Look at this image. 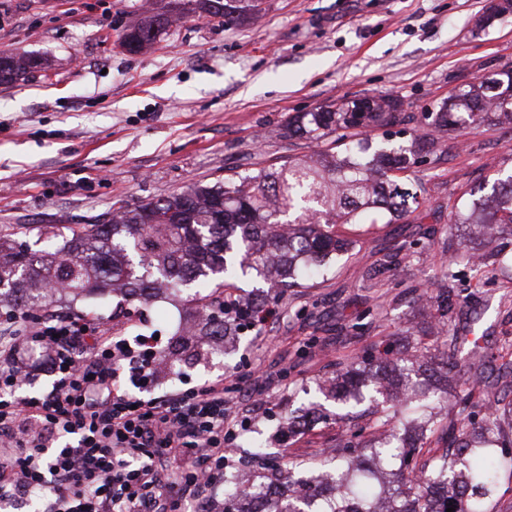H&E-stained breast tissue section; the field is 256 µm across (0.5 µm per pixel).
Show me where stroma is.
I'll list each match as a JSON object with an SVG mask.
<instances>
[{
  "label": "stroma",
  "mask_w": 512,
  "mask_h": 512,
  "mask_svg": "<svg viewBox=\"0 0 512 512\" xmlns=\"http://www.w3.org/2000/svg\"><path fill=\"white\" fill-rule=\"evenodd\" d=\"M169 0H10L0 11V53L41 60L27 81L0 85V229L24 226L27 242L86 223L114 203H146L194 184L311 153L285 134L300 112L374 94L402 103L405 136L457 88L512 64V16L479 28L487 0H262L257 17L227 25L192 12L167 27L149 51L121 50L119 37ZM426 187L422 219L379 224L358 254L326 277L289 291L280 317L238 336L229 355L182 363L183 381L237 371L231 393L239 419L274 436L284 405L342 359L363 355L397 329L432 318L417 289L454 288L458 300L436 360L454 353V381L474 374L500 385L512 372V280L480 275L458 257L448 230L452 206L470 188L512 171V125L459 133L449 155L416 168ZM418 255L377 280L370 266L403 242ZM99 302L108 327L137 325L170 348L178 303ZM361 321L353 336L346 328ZM338 424H319L282 446L298 461L335 448Z\"/></svg>",
  "instance_id": "obj_1"
}]
</instances>
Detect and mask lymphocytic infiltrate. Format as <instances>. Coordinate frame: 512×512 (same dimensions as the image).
<instances>
[{"mask_svg": "<svg viewBox=\"0 0 512 512\" xmlns=\"http://www.w3.org/2000/svg\"><path fill=\"white\" fill-rule=\"evenodd\" d=\"M148 337L86 316L9 313L0 329V501L38 512H209L236 439L227 376L153 395ZM51 389L23 393L38 366Z\"/></svg>", "mask_w": 512, "mask_h": 512, "instance_id": "f902f5d3", "label": "lymphocytic infiltrate"}]
</instances>
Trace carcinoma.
Instances as JSON below:
<instances>
[{
	"instance_id": "carcinoma-1",
	"label": "carcinoma",
	"mask_w": 512,
	"mask_h": 512,
	"mask_svg": "<svg viewBox=\"0 0 512 512\" xmlns=\"http://www.w3.org/2000/svg\"><path fill=\"white\" fill-rule=\"evenodd\" d=\"M255 0H196V8L233 24ZM168 24V15L148 11L120 40L131 52L148 49ZM40 60L0 54V84L28 79ZM402 103L389 95L343 101L289 119L286 134L316 144L302 158L255 163L212 185L137 206L121 204L90 222L59 234L53 250L21 248L0 233V305L26 310L104 294L117 305H145L174 297L186 313L183 338L158 365L186 354L196 361L222 351L229 336L257 328L259 316L279 303L290 288L324 274L357 240L341 233L342 224H392L414 213L421 179L409 175L421 158L437 162L449 153L443 134L476 129L485 122L512 124V65L495 77L470 83L448 96L424 118L430 130L405 143L392 141ZM384 130L383 138L372 132ZM452 224H471L492 238L500 224H512V175L469 209L450 212ZM461 255L477 268L500 263L501 252L475 259L466 242ZM254 280L252 296L238 294L239 283ZM452 291H427L419 298L436 308L437 324L425 333L447 332ZM219 316H214V311ZM389 344L367 356L339 364L336 376L318 384V393L341 408L369 403L371 423H351L330 454L314 466L249 441V457L262 476L238 475L224 460L223 512H487L500 477L512 476V438L503 425L512 421V402L503 405L497 390L423 384L421 396H401L400 387L426 374L448 378V363L434 367L423 341L392 357ZM339 413L312 401L285 415L278 432L294 435L314 424L337 422ZM401 461L388 473L390 460ZM393 476L395 487L384 479ZM331 479L334 493L316 495V485ZM435 484L451 485L453 502L433 497ZM285 488L254 505L261 486Z\"/></svg>"
}]
</instances>
